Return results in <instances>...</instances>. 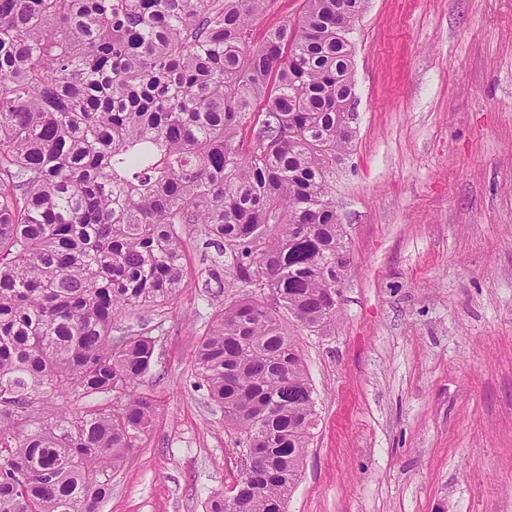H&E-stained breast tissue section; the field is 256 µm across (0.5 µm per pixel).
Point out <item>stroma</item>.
<instances>
[{
  "mask_svg": "<svg viewBox=\"0 0 512 512\" xmlns=\"http://www.w3.org/2000/svg\"><path fill=\"white\" fill-rule=\"evenodd\" d=\"M333 195L352 257L338 317L297 334L317 417L288 512H512V0H370ZM156 337L157 412L100 512H204L243 461L196 389L229 266L195 229Z\"/></svg>",
  "mask_w": 512,
  "mask_h": 512,
  "instance_id": "stroma-1",
  "label": "stroma"
}]
</instances>
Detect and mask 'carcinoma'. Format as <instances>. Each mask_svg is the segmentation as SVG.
<instances>
[{"label": "carcinoma", "instance_id": "cac0c4a2", "mask_svg": "<svg viewBox=\"0 0 512 512\" xmlns=\"http://www.w3.org/2000/svg\"><path fill=\"white\" fill-rule=\"evenodd\" d=\"M271 2L0 0V512H100L156 415L155 338L112 332L175 297L188 226L246 289L194 355L255 449L239 512H286L316 417L292 328L335 322L350 264L330 175L368 0H305L256 42Z\"/></svg>", "mask_w": 512, "mask_h": 512}]
</instances>
